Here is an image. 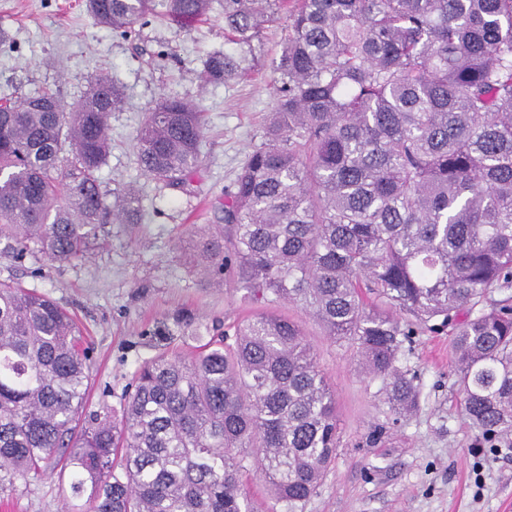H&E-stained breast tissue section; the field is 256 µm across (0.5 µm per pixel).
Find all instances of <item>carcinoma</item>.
<instances>
[{"label":"carcinoma","mask_w":512,"mask_h":512,"mask_svg":"<svg viewBox=\"0 0 512 512\" xmlns=\"http://www.w3.org/2000/svg\"><path fill=\"white\" fill-rule=\"evenodd\" d=\"M213 0H88L123 34L160 14L206 17ZM285 19L261 143L224 195V227L193 252L209 279L256 307L233 342L137 370L117 418L86 413L88 350L52 299L0 280V482L57 454L93 512H260L247 461L298 512L336 455L335 394L302 326L356 349L394 415L418 403L398 366L425 329H448L463 413L486 441L512 434V0H224V35L248 44ZM227 49L202 79L245 75ZM121 91L100 73L66 108L39 89L0 103V227L16 257L83 261L140 193L102 190ZM204 113L163 99L137 164L183 188L201 162ZM125 449L121 471L112 455Z\"/></svg>","instance_id":"1"}]
</instances>
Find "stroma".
I'll return each mask as SVG.
<instances>
[{
	"instance_id": "35a3bbf8",
	"label": "stroma",
	"mask_w": 512,
	"mask_h": 512,
	"mask_svg": "<svg viewBox=\"0 0 512 512\" xmlns=\"http://www.w3.org/2000/svg\"><path fill=\"white\" fill-rule=\"evenodd\" d=\"M87 0H0V99L50 88L64 105L86 94L107 71L123 93L113 112L102 188L132 184L142 195V220L108 224L105 248L81 264L15 258L14 236L0 235V280L48 296L66 308L90 348L86 407L120 413L137 369L163 348L189 353L222 323L233 332L254 305L248 293L207 285L187 254L201 232L222 221L224 196L248 153L260 142L273 100L274 62L287 31L276 23L259 41L240 46L249 73L224 84L201 82L208 53L221 51L224 6L214 0L206 21L186 29L162 17L125 37L95 24ZM195 103L206 114L202 161L187 189L158 190L137 164V134L165 97ZM282 312L302 325L336 394L339 444L316 493L302 512H512V435L478 439L460 406L455 355L447 331H423L400 365L414 376L419 405L393 416L357 366L352 348L334 342L302 307ZM191 325L162 340L157 331L176 315ZM71 475L50 465L0 487V512H90L89 496L73 498Z\"/></svg>"
}]
</instances>
